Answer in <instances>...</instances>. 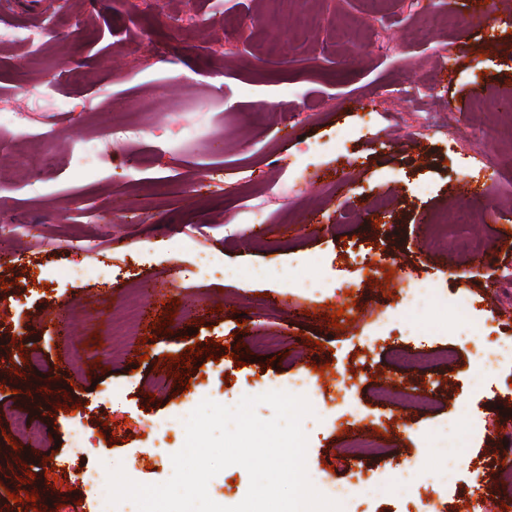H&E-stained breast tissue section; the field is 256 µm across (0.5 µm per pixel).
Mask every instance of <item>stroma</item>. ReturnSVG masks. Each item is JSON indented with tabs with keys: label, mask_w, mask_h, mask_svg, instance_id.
Here are the masks:
<instances>
[{
	"label": "stroma",
	"mask_w": 512,
	"mask_h": 512,
	"mask_svg": "<svg viewBox=\"0 0 512 512\" xmlns=\"http://www.w3.org/2000/svg\"><path fill=\"white\" fill-rule=\"evenodd\" d=\"M60 9L76 26L41 58L0 49V108L18 98L20 82L50 75L72 106L60 115L42 95L27 100L34 122L61 126L45 169H22L16 153L0 151V512H27L26 492L41 487L48 495L36 512H99L117 465L136 482H166L185 443L182 419L201 401L232 406L253 386L287 390L296 375L307 377L314 409L302 423L308 472L344 483L359 471L373 484L344 512H456L465 501L507 512L512 480L491 476L502 465L500 433L512 434V404L503 402L512 373L476 386L470 377L485 335L512 341V249L480 265L470 253L512 231V167L487 178L463 159L512 154L489 135L512 124V0H489L481 12L468 0H292L284 12L273 0H224L220 11L212 0H0V23L38 24ZM436 10L448 24L431 31ZM301 14L317 28L297 25ZM189 15L203 25L168 28ZM237 25L245 39L232 49L224 32ZM145 31L168 53L145 57ZM395 87L412 101L393 96ZM452 99L458 111H449ZM431 112L445 115L446 128L425 124ZM112 122L145 134L93 168L80 165L74 142L101 139ZM383 198L388 212L367 221ZM469 201L485 218L457 224L447 248L426 247L430 218L455 221ZM254 266L276 274L224 276ZM303 266L323 293L296 286ZM406 279L467 295L470 322L432 311L408 330L394 296ZM349 282L352 295L341 294ZM134 288L141 322L111 336ZM346 304L354 314L331 327ZM382 311L394 322L377 332ZM167 312L170 333H154ZM212 339L183 389L170 356ZM443 345L455 351L446 368L404 367L392 355ZM229 346L237 358L226 356ZM325 365L333 380L321 376ZM37 386L45 397L35 406ZM383 386L424 391L428 402L378 399ZM462 409L471 434L454 481L398 488L407 460L438 466L430 436ZM18 414L44 439L19 435ZM358 438L375 440L382 455H344ZM75 446L100 482L77 485ZM48 470L56 481H46ZM249 485L232 465L208 493L233 506Z\"/></svg>",
	"instance_id": "35a3bbf8"
}]
</instances>
